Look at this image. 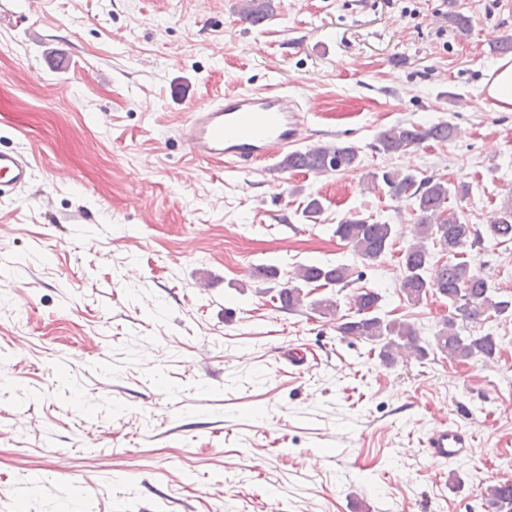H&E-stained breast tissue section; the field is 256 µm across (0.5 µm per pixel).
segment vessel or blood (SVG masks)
Listing matches in <instances>:
<instances>
[{
  "instance_id": "vessel-or-blood-1",
  "label": "vessel or blood",
  "mask_w": 512,
  "mask_h": 512,
  "mask_svg": "<svg viewBox=\"0 0 512 512\" xmlns=\"http://www.w3.org/2000/svg\"><path fill=\"white\" fill-rule=\"evenodd\" d=\"M305 124L287 93L233 92L195 106L179 129L189 153L198 160L219 161L238 168L270 161L300 143ZM33 167L21 154L0 150V197H7L33 179ZM428 457L454 461L468 456L472 437L446 423L424 440Z\"/></svg>"
}]
</instances>
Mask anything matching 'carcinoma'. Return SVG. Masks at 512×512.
I'll list each match as a JSON object with an SVG mask.
<instances>
[{"label":"carcinoma","mask_w":512,"mask_h":512,"mask_svg":"<svg viewBox=\"0 0 512 512\" xmlns=\"http://www.w3.org/2000/svg\"><path fill=\"white\" fill-rule=\"evenodd\" d=\"M273 13L272 0H245L241 19L260 24ZM453 134L454 127L448 122L397 124L382 130L376 141L378 150L397 154L430 141L446 142ZM281 165L285 171L305 170L317 175L343 173L358 167L359 153L350 144L323 143L289 155ZM382 185L393 199L414 206L418 215L412 240L400 250L401 294L414 305L438 294L448 301L449 314L427 340L418 336L411 324L383 314L382 295L365 288L354 295L353 315L338 326L340 333L378 347V358L386 364L394 361L395 353L401 350L420 359L427 358L434 350L457 362L495 359L499 347L492 334L464 336L462 329L466 325L475 328L494 317H512V299L496 296L494 287L471 269L463 255L465 248L486 239L512 242V205L502 207L497 217L480 230L461 222L448 208L450 195L459 198L469 195V185L465 182L452 184L433 176L419 179L413 173L399 171L367 175V188L376 190ZM334 233L371 265L392 249L398 230L394 224L356 215L337 224ZM436 249L447 255L446 262L434 259ZM351 276V269L343 263L300 265L279 290L278 300L284 307H299L307 297L305 288L344 287L350 283ZM485 502L491 512H512V482L488 486Z\"/></svg>","instance_id":"carcinoma-1"}]
</instances>
